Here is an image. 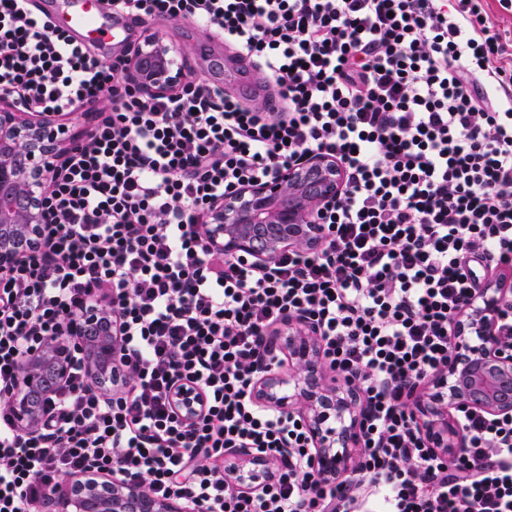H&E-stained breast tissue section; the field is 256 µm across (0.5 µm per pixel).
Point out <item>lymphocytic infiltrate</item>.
Here are the masks:
<instances>
[{
    "mask_svg": "<svg viewBox=\"0 0 512 512\" xmlns=\"http://www.w3.org/2000/svg\"><path fill=\"white\" fill-rule=\"evenodd\" d=\"M136 21L191 20L253 61L274 94L215 84L151 98L55 28L35 0H0V96L24 112L92 105L44 198L39 248L0 275V512H39L68 474L141 478L195 512H512V415L464 403L459 453L429 448L409 407L446 374L454 323L483 272L512 269V38L481 0H102ZM307 153L346 186L315 214L324 241L263 268L212 248L214 200L273 181ZM122 326L127 384L107 397L76 356L34 432L10 389L22 355L83 303ZM363 401L350 476L322 479L298 415L258 405L266 345L291 316ZM204 404L177 410L178 383ZM270 464L260 489L224 455Z\"/></svg>",
    "mask_w": 512,
    "mask_h": 512,
    "instance_id": "f902f5d3",
    "label": "lymphocytic infiltrate"
}]
</instances>
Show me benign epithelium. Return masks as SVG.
Listing matches in <instances>:
<instances>
[{"instance_id": "obj_1", "label": "benign epithelium", "mask_w": 512, "mask_h": 512, "mask_svg": "<svg viewBox=\"0 0 512 512\" xmlns=\"http://www.w3.org/2000/svg\"><path fill=\"white\" fill-rule=\"evenodd\" d=\"M128 83L152 96H171L187 82L176 51L149 33L124 64ZM56 113L20 112L0 99V274L35 247L48 222L44 198L54 162L67 146V127ZM340 164L308 155L288 167L277 181L254 183L214 201L206 228L212 247L271 266L286 250L311 251L324 234L310 215L337 200L344 188ZM512 300V285L491 283L471 302L456 329L448 376L431 380L427 404L434 419L426 425L429 441L446 452L465 446L463 433L448 421V408L459 402L491 415L512 414V356L495 344L497 315ZM291 372L284 377L263 370L254 388L265 405L298 409L316 445L312 464L319 475L334 478L344 466L347 449L358 446L359 422L353 390L324 384L314 326L304 318L290 320ZM117 314L98 302L71 317L69 335L24 354L23 370L11 392L13 421L23 431L37 429L43 406L69 375L74 352L89 362L96 388L117 390L124 372L116 366L120 337ZM177 405L191 419L203 403L194 389L177 386ZM43 512H193L177 498H158L141 481L119 479L94 468L70 475L50 493Z\"/></svg>"}]
</instances>
